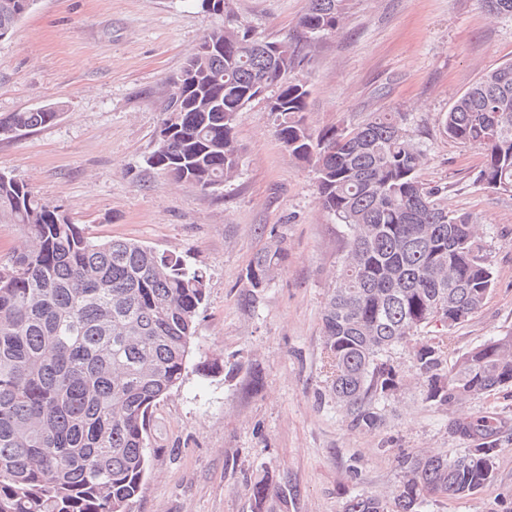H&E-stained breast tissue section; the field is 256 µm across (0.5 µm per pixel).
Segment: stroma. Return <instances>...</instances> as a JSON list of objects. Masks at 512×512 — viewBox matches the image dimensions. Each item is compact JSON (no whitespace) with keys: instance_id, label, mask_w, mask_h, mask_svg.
Returning <instances> with one entry per match:
<instances>
[{"instance_id":"1","label":"stroma","mask_w":512,"mask_h":512,"mask_svg":"<svg viewBox=\"0 0 512 512\" xmlns=\"http://www.w3.org/2000/svg\"><path fill=\"white\" fill-rule=\"evenodd\" d=\"M231 3L227 17L197 0H36L0 40V119L63 107L49 125L0 137V172L63 206L91 239H133L208 276L187 376L152 414L155 454L131 512H254L247 486L267 477L264 512H342L357 494L394 491L400 457L472 447L455 426L480 416L496 424L493 481L464 498L427 496L422 512H512V388L428 405L413 352L399 347L402 388L384 425L350 428L330 398L321 313L346 235L263 102L248 105L234 130L241 165L219 192L150 167L163 87L201 37L231 17L255 39H294L310 0ZM508 62L512 16L491 14L485 0H348L341 27L303 67L307 126L403 113L425 154L422 182L442 188L449 212L472 216L482 233L495 284L450 330L455 354L512 331V193L477 182L481 150L446 137L441 119ZM275 246L284 265L267 288H250L247 267ZM213 361L219 373L208 372Z\"/></svg>"}]
</instances>
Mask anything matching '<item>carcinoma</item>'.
<instances>
[{"instance_id": "obj_1", "label": "carcinoma", "mask_w": 512, "mask_h": 512, "mask_svg": "<svg viewBox=\"0 0 512 512\" xmlns=\"http://www.w3.org/2000/svg\"><path fill=\"white\" fill-rule=\"evenodd\" d=\"M34 0H0V39ZM348 0H310L293 41L258 42L238 26L206 33L169 82L167 135L150 166L178 182L217 192L236 177L234 129L264 83L279 92L276 135L316 174L318 200L347 230L335 283L322 311L330 396L353 428L380 426L401 378L392 350L423 329L446 333L475 314L494 272L469 215L448 212L419 176L421 146L399 112H374L353 127L312 131L303 121L310 90L300 75L311 48L343 21ZM288 48V71L256 61ZM224 73V82L210 73ZM63 106L14 112L0 136L54 122ZM449 138L484 151L477 180L512 193V63L483 74L445 114ZM0 224L30 242L0 269V512H130L150 466L153 407L181 385L206 296V275L132 239L93 240L57 205L0 174ZM286 259L257 253L250 287L270 284ZM449 343L413 351L423 400L452 406L512 387V332L448 363ZM463 437L491 436L481 416L456 425ZM498 448L488 442L448 459H405L392 496L362 493L344 512H420L426 496H467L493 480Z\"/></svg>"}]
</instances>
